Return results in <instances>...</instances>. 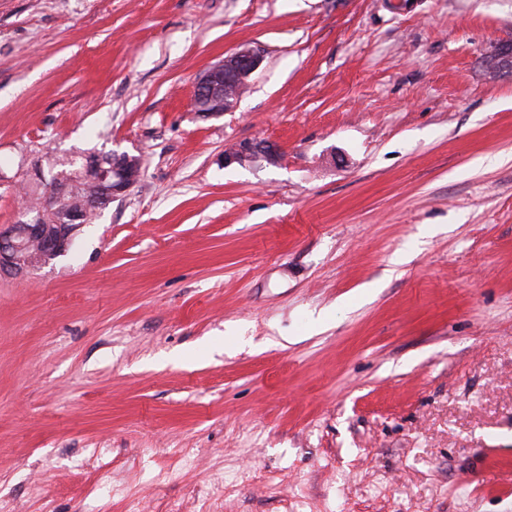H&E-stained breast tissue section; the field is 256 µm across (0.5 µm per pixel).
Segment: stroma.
Instances as JSON below:
<instances>
[{
  "mask_svg": "<svg viewBox=\"0 0 512 512\" xmlns=\"http://www.w3.org/2000/svg\"><path fill=\"white\" fill-rule=\"evenodd\" d=\"M510 42L512 0H0V227L142 160L0 275V512H512ZM260 62V52L251 46L244 45L209 67L200 77L193 92L194 105L207 93V88L211 91L210 107L208 112H204L201 116L209 118L220 116L223 112H230L239 96L228 95L226 89L229 87L244 89L250 75L258 68ZM218 83L224 86V100L214 95ZM277 153V146L264 140H254L240 143L234 148L225 151V164L245 163L256 157L273 158ZM87 158L93 159L102 168L112 167V182H109L111 200L123 195L137 181L139 171L135 168L129 169L120 158L112 160V152L89 156L80 153L58 164L61 169L43 184V189L38 191L25 187L31 199L25 207V214L38 218L43 224L26 218V221H20L21 224H12L7 230L0 232V273H19L38 264H49L69 249L77 227L88 224L93 216L112 203L106 193L108 181H98L95 169L87 165ZM66 184L69 186L68 190H58V186ZM70 210L78 211L82 219L79 214L71 213L67 215L64 224H58L56 233L50 232L46 224H56L61 215ZM78 221L81 224H77ZM18 227L22 228L20 232L16 229ZM17 234L18 237L27 239L29 244L37 246L35 261L29 257L36 254V249L31 247L27 250L28 257L23 256L25 241H15Z\"/></svg>",
  "mask_w": 512,
  "mask_h": 512,
  "instance_id": "35a3bbf8",
  "label": "stroma"
}]
</instances>
